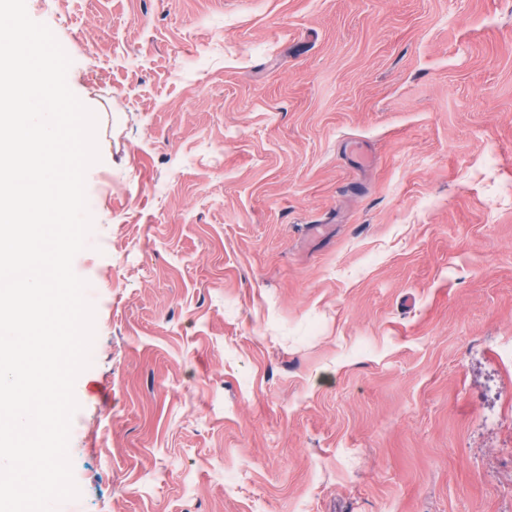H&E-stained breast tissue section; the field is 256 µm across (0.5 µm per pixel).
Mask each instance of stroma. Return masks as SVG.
<instances>
[{
    "instance_id": "1",
    "label": "stroma",
    "mask_w": 512,
    "mask_h": 512,
    "mask_svg": "<svg viewBox=\"0 0 512 512\" xmlns=\"http://www.w3.org/2000/svg\"><path fill=\"white\" fill-rule=\"evenodd\" d=\"M97 116L56 512H512V0H26Z\"/></svg>"
}]
</instances>
